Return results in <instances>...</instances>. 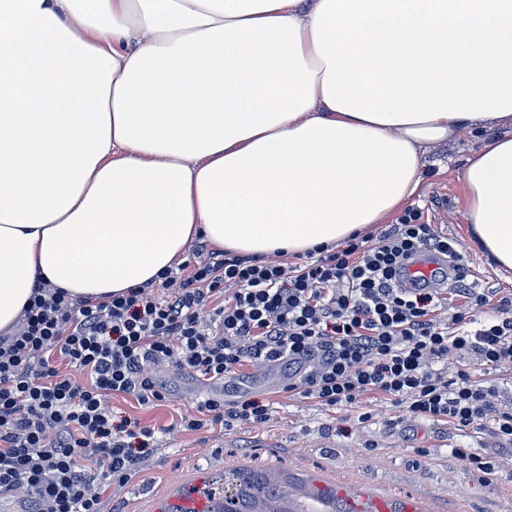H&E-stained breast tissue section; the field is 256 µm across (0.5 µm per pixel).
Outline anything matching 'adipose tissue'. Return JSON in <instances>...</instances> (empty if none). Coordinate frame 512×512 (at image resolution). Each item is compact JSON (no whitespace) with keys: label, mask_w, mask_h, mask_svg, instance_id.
<instances>
[{"label":"adipose tissue","mask_w":512,"mask_h":512,"mask_svg":"<svg viewBox=\"0 0 512 512\" xmlns=\"http://www.w3.org/2000/svg\"><path fill=\"white\" fill-rule=\"evenodd\" d=\"M465 160L464 218L512 270V0H0V331L36 281L108 299L197 238L336 247Z\"/></svg>","instance_id":"obj_1"}]
</instances>
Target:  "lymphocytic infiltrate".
Returning a JSON list of instances; mask_svg holds the SVG:
<instances>
[{
  "instance_id": "f902f5d3",
  "label": "lymphocytic infiltrate",
  "mask_w": 512,
  "mask_h": 512,
  "mask_svg": "<svg viewBox=\"0 0 512 512\" xmlns=\"http://www.w3.org/2000/svg\"><path fill=\"white\" fill-rule=\"evenodd\" d=\"M447 254L463 305L449 312L437 289L395 279L408 257ZM197 261L163 271L157 287L106 300L69 297L37 282L11 329L0 332V494L23 490L28 512H104V495L136 477L157 448L154 428L124 437L114 396L161 405L169 392L151 372L165 362L208 380L245 363L292 365L303 398L352 406L378 393L410 416L457 429L494 419L512 445V408L492 410L494 379L448 356L512 372V317L475 322L482 294L467 284L458 241L408 210L377 235H352L302 262L241 257L196 245ZM79 370L74 380L71 370ZM268 404L208 399L182 415L185 431L236 422L257 426Z\"/></svg>"
}]
</instances>
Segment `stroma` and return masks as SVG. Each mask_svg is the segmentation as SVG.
<instances>
[{"label": "stroma", "mask_w": 512, "mask_h": 512, "mask_svg": "<svg viewBox=\"0 0 512 512\" xmlns=\"http://www.w3.org/2000/svg\"><path fill=\"white\" fill-rule=\"evenodd\" d=\"M488 138L484 131L465 134L427 154L423 182L409 203L421 223L460 241L468 281L487 298L486 304L473 309L481 319L497 316L502 298L512 299V271L488 264L470 242L463 215V164ZM156 373L169 390L163 405L143 406L130 396L112 401L116 420H136L161 434L157 451L143 462L130 485L106 500L105 512H155L173 495L178 477L212 479L224 468L255 464L280 466L351 488L363 486L395 498L424 492L426 512H512V446L493 438L491 420L464 432L427 421L419 438L409 430L410 419L398 416L388 403L368 404L372 418L362 424L355 412L255 384L246 365L239 377L225 380L222 396L227 401L244 396L269 402V421L257 427L236 424L186 432L175 424L182 413L194 409L200 394L184 387L171 367H158ZM465 447L503 462L497 480L484 482L455 456V449Z\"/></svg>", "instance_id": "stroma-1"}]
</instances>
